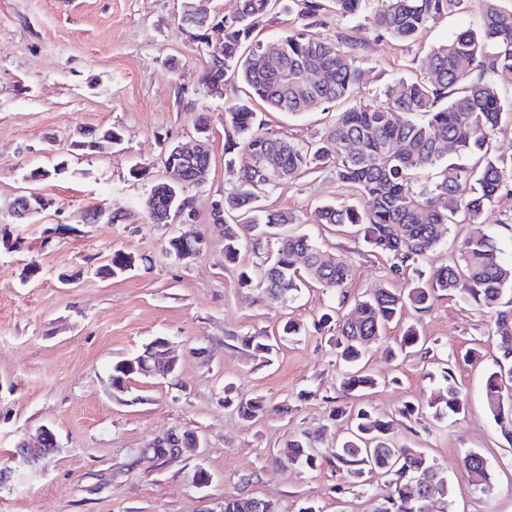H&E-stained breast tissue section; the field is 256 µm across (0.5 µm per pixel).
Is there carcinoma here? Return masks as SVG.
Segmentation results:
<instances>
[{"label":"carcinoma","instance_id":"cac0c4a2","mask_svg":"<svg viewBox=\"0 0 512 512\" xmlns=\"http://www.w3.org/2000/svg\"><path fill=\"white\" fill-rule=\"evenodd\" d=\"M279 0H241L232 15L218 16L207 0H183L181 21L203 36V21L224 28V41L208 46L198 41L210 59L203 77L207 88L218 92L229 78H237L248 88L246 98L224 109V122L231 125L236 140L225 148L226 172L235 190L224 196V256L238 262L242 240L259 248L264 239L276 237V248L260 270V282L268 296L287 303L313 280L336 295L341 311L350 312L336 323L334 345L339 358L349 366L342 387L349 392L374 385L363 371V338L383 337L385 326L405 304L420 312L430 310L441 296L456 297L495 316L496 350L486 372V408L504 438L512 444V309L502 308V299L512 287V262L504 258L494 237L481 222L506 182L512 181V156L492 151V140L502 124L512 123V95L502 94L494 75L512 70V9L502 0H482L477 26L468 27L435 47L426 57L420 78L397 79L381 92L382 100L367 102L360 96L359 73L352 48L321 37L309 30L308 20L325 10L322 0H299L302 27L272 41L280 67L288 81L258 62L266 43L250 41L254 30ZM468 0H334L342 15L366 14L371 24L393 40L411 45L423 30L450 15L462 12ZM320 73L312 87L303 80L305 70ZM316 100L330 106L345 105L336 112L325 139L305 142L262 131L255 106L273 112L299 116ZM115 127L92 132L90 140L103 153L119 140ZM358 144L357 151L348 143ZM400 144L403 152L391 148ZM242 147L264 160L266 174L234 168L231 153ZM479 154L472 166L461 163L463 156ZM207 161L196 159L182 166L181 183L165 189L157 181L145 199L151 224H166L168 216L188 204L184 189L197 184L198 170ZM438 167V180L427 188H417L416 175ZM329 169L336 179L353 187L363 198L362 209L350 205H324L318 211L321 224H359L368 248L389 262L390 270L410 276V287L393 292L378 288L370 294L350 298L346 284L351 262L332 255L304 234L275 235L273 229L290 222L282 212L256 206L269 194L298 175ZM463 212L472 230L451 261L430 273L420 265L441 242ZM129 266L127 254L114 251L102 269H112L119 277ZM423 344V337L408 328L390 356ZM443 391L424 403L408 402L401 410L412 416L427 409L443 419L465 412L466 398L459 390L451 364L440 370ZM349 435L332 455L338 469L353 477L366 475L390 478L391 493L375 512H450L452 487L438 463L424 452L398 447L389 436L390 424L364 408L349 414ZM310 435L289 441L283 454L292 465L312 467ZM461 466L479 484L490 481L484 457L470 452ZM422 483L433 486L434 496L416 498Z\"/></svg>","mask_w":512,"mask_h":512}]
</instances>
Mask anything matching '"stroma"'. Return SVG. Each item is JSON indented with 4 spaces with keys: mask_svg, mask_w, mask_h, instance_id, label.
Returning a JSON list of instances; mask_svg holds the SVG:
<instances>
[{
    "mask_svg": "<svg viewBox=\"0 0 512 512\" xmlns=\"http://www.w3.org/2000/svg\"><path fill=\"white\" fill-rule=\"evenodd\" d=\"M182 0H0V512H223L238 494L275 501L280 512H374L388 495L387 479L367 483L336 470L331 454L347 433L335 413L362 407L391 423L396 443L424 449L444 469L454 512H512V444L488 414L484 374L495 350L490 313L441 297L428 312L405 308L385 338L368 345L366 370L377 381L363 396L340 386L343 366L319 325L335 300L308 282L287 304L261 288H239L240 268L259 271L265 252L243 242L238 263L224 258V231L212 223V204L235 183L224 170V145L234 138L224 109L243 98L245 85L209 90L208 58L180 21ZM481 4L430 26L416 45L403 46L364 17L322 11L315 31L354 42L361 94L379 100L391 79L413 80L430 49L476 26ZM209 118L211 166L204 183L186 188L194 230L204 241L190 263L165 254L176 227L148 223L143 201L163 175L171 145L196 135L197 113ZM334 110L317 104L301 116L263 113L264 129L301 140L323 138ZM119 128L109 153L79 148L82 135ZM65 170L53 174L57 163ZM147 169L132 177L133 167ZM47 179L30 181L33 169ZM36 190L47 208L29 223L12 214L15 199ZM356 192L328 171L304 173L260 200L287 213V233H306L323 250L347 256L351 294L402 288L384 257L362 242L355 227L321 224L325 202H357ZM101 217L90 223L89 211ZM119 221H111V214ZM482 222L512 260V191H502ZM135 266L118 278L97 275L113 251ZM39 272L26 273L28 263ZM306 336L270 357L246 339L275 334L286 321ZM417 325L424 350L394 360L387 338ZM158 336L179 362L167 378H134L114 396L112 364ZM482 359L466 360L470 349ZM451 363L467 398L466 411L441 420L403 417L406 402L438 392L440 370ZM259 397L266 413L243 417L239 402ZM50 427L56 453L34 467L13 459L25 434ZM315 436L314 467L288 464L281 450L302 432ZM198 436L201 448L178 458H154L171 436ZM482 454L491 481L476 488L458 463ZM210 476L198 485V471Z\"/></svg>",
    "mask_w": 512,
    "mask_h": 512,
    "instance_id": "obj_1",
    "label": "stroma"
}]
</instances>
